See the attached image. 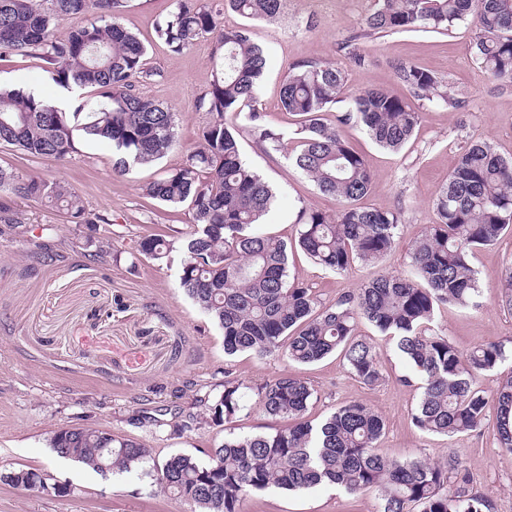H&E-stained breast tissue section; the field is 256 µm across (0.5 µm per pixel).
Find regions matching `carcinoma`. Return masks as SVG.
Wrapping results in <instances>:
<instances>
[{"mask_svg": "<svg viewBox=\"0 0 512 512\" xmlns=\"http://www.w3.org/2000/svg\"><path fill=\"white\" fill-rule=\"evenodd\" d=\"M283 2L225 0V5L248 19L272 20L282 14ZM124 3L0 0V56H36L45 61L54 83L96 91L93 100L80 102L68 116L40 96L0 86V145L65 160L77 152L78 138L104 142L112 147L113 172L119 175L156 164L176 146L175 111L142 91L158 72L147 67L144 43L120 21ZM174 3L155 27L170 52L181 54L202 38L216 41L213 80L197 100L209 121L183 163L144 184L142 191L170 206H187L193 231L178 244L162 236L141 238L136 252L162 261L174 249L182 251L180 288L222 330L226 355H277L310 365L339 353L354 377L376 386L384 380L381 355L355 333L358 320L364 319L395 343L409 368L401 381L420 382L421 397L411 412L416 428L448 437L482 430L488 398L476 383L504 360L505 346L491 342L463 352L431 323L439 306H466L481 295L470 257L512 226V161L486 141L467 146L433 201L438 221L412 244L408 272L378 274L324 306L309 285L290 277L292 246L261 230L274 193L242 160L226 116L234 115L241 129L273 151L293 144L295 168L321 193L337 199L334 214L299 209L295 245L316 264L342 273L355 262L380 263L401 226L396 212L357 205L370 193L372 176L342 127L354 120L377 145L397 152L420 122L413 100L437 97L451 108L461 100L449 81L412 64L396 71L409 89L408 99L380 88L350 93L339 67L306 59L289 67L281 84L282 107L303 118L298 136L290 140L267 125L256 107L267 64L264 48L246 29L224 27L223 14L204 0ZM80 15L90 16V22L65 26ZM469 18L475 24L474 57L480 68L493 80L511 83L512 0H375L366 27L439 32ZM337 102L347 107L331 127L324 112ZM15 198L55 204L68 223L84 230L86 245L96 246L95 256L103 254L97 225L109 220L89 213L65 183L1 167V224L16 223ZM498 303L512 310V264L505 269ZM313 395L307 382L288 372L257 386L259 406L284 425L272 433L227 439L204 463L187 454L160 461L134 437H108L91 427L62 428L50 447L101 475L140 468L190 512H242L252 493L277 488L300 494L321 485L350 494L374 490L379 512H495L493 500L474 489L459 455L450 454L439 464L389 459L377 448L385 429L379 412L351 402L315 425L306 416ZM493 400L495 443L512 452V372L499 382ZM204 407L205 412L185 416L178 427H219L236 418L245 409L241 383L224 380V391Z\"/></svg>", "mask_w": 512, "mask_h": 512, "instance_id": "1", "label": "carcinoma"}]
</instances>
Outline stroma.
Returning a JSON list of instances; mask_svg holds the SVG:
<instances>
[{"mask_svg":"<svg viewBox=\"0 0 512 512\" xmlns=\"http://www.w3.org/2000/svg\"><path fill=\"white\" fill-rule=\"evenodd\" d=\"M172 8L173 0H126L121 14L124 26L147 46L149 66L159 71L146 85V94L177 112L178 143L155 166L115 175L112 149L99 143L78 142L76 153L63 161L0 146V167L69 184L87 211L110 219L112 240L111 257L90 259L72 224L54 206L22 199L14 204L18 228L0 236V471L30 468L44 474L47 483L64 481L71 487L68 496L58 497L0 483V512H184L183 503L152 486L142 471L101 476L58 457L49 445L51 437L70 426L104 428L137 438L158 459L188 454L203 462L225 439L272 432L279 420L267 416L251 395L246 408L225 426L181 430L177 421L202 413L204 400L223 391L225 376L253 388L287 371L315 390L309 419L318 422L343 404L364 403L385 419L379 443L383 455L439 463L458 453L475 487L493 498L497 512H512V453L496 447L494 420H487L481 432L454 437L415 428L409 412L420 391L417 385L399 382L405 369L402 358L368 322L359 321L357 333L380 347L385 375L373 387L351 375L335 355L295 366L277 356L260 359L242 352L230 357L224 353L221 330L178 286L181 251L160 263L137 255L134 243L140 238L180 239L190 233L187 208L146 197L140 187L178 166L197 145L208 120L196 104L212 81L214 42L204 39L182 54H171L157 39L155 26ZM372 8V0H287L284 16L275 22L224 14L225 27H247L266 50L257 105L266 123L285 134H294L300 118L282 108L281 83L288 68L303 59L336 64L350 90L376 87L400 97L408 91L397 80L396 68L412 63L446 78L465 97L460 109L418 101L420 123L397 153L376 145L360 124L344 126L350 144L371 170L372 191L364 205L400 212L403 231L380 267L357 262L341 274L294 249L290 275L307 283L327 305L377 271L398 273L407 267L411 242L436 222L433 200L470 142L489 141L501 157L512 160V83L491 80L478 67L471 24L444 33H374L361 41L365 60L359 64L342 44L360 34ZM44 68V61L32 56L1 58L0 84L37 89L65 112L74 111L78 99L93 97V89L85 88L70 99L66 89L46 80ZM239 141L243 159L276 192L266 231L291 241L297 235L299 208L336 212V200L320 193L284 153L265 150L245 132ZM471 264L484 291L479 307H440L433 329L464 350L488 342L511 348L512 310L500 307L494 297L506 266L512 264V230L495 245L476 251ZM159 409L165 412L162 427L130 425L133 414ZM242 509L378 512V498L372 492L352 495L331 486L300 495L271 488L251 494Z\"/></svg>","mask_w":512,"mask_h":512,"instance_id":"1","label":"stroma"}]
</instances>
